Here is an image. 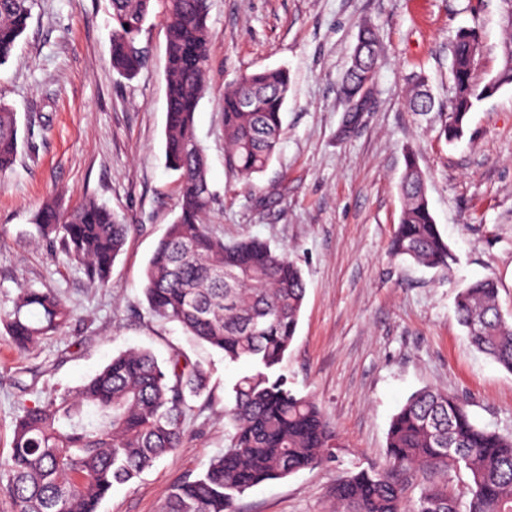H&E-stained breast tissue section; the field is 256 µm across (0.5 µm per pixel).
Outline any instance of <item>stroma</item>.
<instances>
[{"label":"stroma","instance_id":"obj_1","mask_svg":"<svg viewBox=\"0 0 512 512\" xmlns=\"http://www.w3.org/2000/svg\"><path fill=\"white\" fill-rule=\"evenodd\" d=\"M110 12V0H34L23 38L0 66V102L21 123L16 164L0 179V310L19 289L51 288L77 314L27 353L0 336V459L20 413L18 372L43 370L36 393L63 392L121 351L143 347L163 360L177 349L207 376L190 401L184 444L114 486L98 509L160 512L174 482L202 474L228 446L224 403L244 367L147 309L144 270L177 205V176L162 150L166 38L154 25L145 68L120 78L110 64ZM365 24L379 35L380 68L370 110L344 136L339 87ZM209 25V89L196 112L215 195L209 222L225 241L265 240L301 268L307 290L288 372L336 433L332 459L253 488L237 512H330L337 476L381 465L393 415L426 387L457 395L480 426L512 434V373L470 345L454 304L459 288L493 276L512 318V86L477 103L460 140L443 134L451 42L459 30L478 33L474 79L487 83L505 37L500 0H210ZM282 66L293 81L286 136L251 190L225 167L224 90L243 74ZM419 74L436 111L409 107ZM409 149L458 257L449 275L390 251ZM90 198L129 226L106 288L29 234L43 201L69 210Z\"/></svg>","mask_w":512,"mask_h":512}]
</instances>
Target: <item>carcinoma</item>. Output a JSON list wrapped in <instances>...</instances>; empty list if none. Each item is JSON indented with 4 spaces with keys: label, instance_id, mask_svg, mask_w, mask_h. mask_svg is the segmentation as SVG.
Instances as JSON below:
<instances>
[{
    "label": "carcinoma",
    "instance_id": "carcinoma-1",
    "mask_svg": "<svg viewBox=\"0 0 512 512\" xmlns=\"http://www.w3.org/2000/svg\"><path fill=\"white\" fill-rule=\"evenodd\" d=\"M506 31L502 63L491 82L512 86V0H500ZM32 0H0V65L11 57L31 18ZM112 70L126 79L143 68L139 47L146 23L158 16L166 33L168 169L179 173L178 212L145 268L149 312L249 370L231 387L224 406L233 433L206 471L174 484L161 512H234L248 490L324 462L335 433L318 404L289 387L285 372L306 295L300 267L264 240L224 242L208 224L213 204L208 165L195 127L209 73V0H111ZM471 30L452 45L454 95L443 133H464L467 115L482 98L473 72L480 47ZM339 88L345 107L375 84L379 39L364 25ZM292 89L286 68L242 75L224 90L225 164L254 187L285 136L283 109ZM410 106L430 112L435 101L416 77ZM19 147L17 113L0 103V176L13 170ZM403 207L391 252L448 271L456 256L429 206L424 176L406 150L399 183ZM39 239L80 264L90 283L105 288L129 225L89 199L63 210L47 201L35 212ZM499 283L484 277L459 289L456 312L472 346L512 373V322L498 309ZM73 310L52 289L23 288L3 325L21 353L66 328ZM205 389L201 365L180 351L163 362L148 349L113 356L82 385L49 391L18 416L10 455L0 461L3 491L14 512H98L116 484H125L181 447L188 399ZM467 475L462 489L452 475ZM419 496L406 505V490ZM333 512H512V435L476 423L452 393H412L393 416L382 465L339 476L330 489Z\"/></svg>",
    "mask_w": 512,
    "mask_h": 512
}]
</instances>
